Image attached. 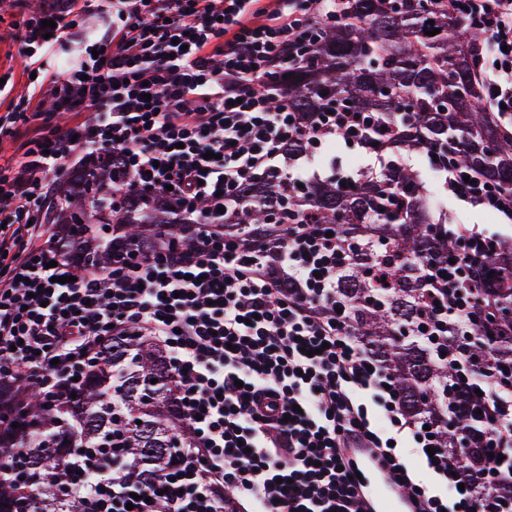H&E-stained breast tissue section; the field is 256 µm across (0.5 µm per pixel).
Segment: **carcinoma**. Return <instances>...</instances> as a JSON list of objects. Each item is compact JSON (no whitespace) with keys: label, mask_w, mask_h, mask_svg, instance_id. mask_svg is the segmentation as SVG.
Masks as SVG:
<instances>
[{"label":"carcinoma","mask_w":512,"mask_h":512,"mask_svg":"<svg viewBox=\"0 0 512 512\" xmlns=\"http://www.w3.org/2000/svg\"><path fill=\"white\" fill-rule=\"evenodd\" d=\"M342 15L320 26L319 36L302 65H292L288 99L293 111L313 117L319 112H360L365 132L350 133L367 145L395 144L406 153L426 154L440 149V162L452 159L462 169L505 198H512V128L502 126L481 102L470 48L485 37L479 27L464 24L440 0H347ZM434 24H428V21ZM440 33L427 35L432 28ZM397 112L412 113L408 124L394 121ZM386 127L388 136L374 133ZM114 161H91L82 177L84 188L64 178L54 223L66 227L62 252L78 244V256L88 265L112 264V233L120 241H143L146 225L167 226L170 238L182 246L190 238L181 221L130 190L120 198L112 192ZM418 173L391 165L374 180L363 178L349 191L336 181L323 180L303 196L258 177L242 198L248 205L245 224L268 223L270 208L309 209L320 224H337L346 231L356 224L378 221L389 232L386 246H361L338 294L357 308V319L369 349L394 371L411 407L430 413L444 425L443 439L456 444L457 428L470 423L471 403H432L430 387L460 374L437 356L449 348H421L408 339L406 325L419 315L421 289L411 266L431 248L425 225L424 194ZM379 266L392 278L383 301L373 297L367 275ZM498 321L474 319V341L463 347L483 361L486 356L512 361V278L497 289ZM85 387L76 401L79 428L70 423L68 408L53 409L35 400L15 412L0 409V448L12 443L26 448L22 469L32 478L53 474L37 496H22L15 482H0V512H20L24 502L35 512H79L78 505L60 508L62 486L69 477L68 455L88 448H113L135 458L145 469L157 471L169 460L173 436L189 440V432L175 424L173 400L179 385L162 351L146 336H128L95 358L86 371ZM157 383H151V380ZM142 424H136V421ZM17 422L20 427H12Z\"/></svg>","instance_id":"1"}]
</instances>
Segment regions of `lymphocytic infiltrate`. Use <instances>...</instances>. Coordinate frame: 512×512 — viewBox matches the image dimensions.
<instances>
[{"label":"lymphocytic infiltrate","mask_w":512,"mask_h":512,"mask_svg":"<svg viewBox=\"0 0 512 512\" xmlns=\"http://www.w3.org/2000/svg\"><path fill=\"white\" fill-rule=\"evenodd\" d=\"M343 0H42L16 37L33 75L14 96L0 84V395L56 406L80 392L87 363L118 336L150 337L179 382L174 417L190 433L151 481L106 456L68 462L84 512H366L353 449H368L413 512H512L496 485L512 458V385L485 374L464 395L482 411L479 458L458 463L442 426L412 413L392 369L371 356L338 295L353 243L306 211L287 224L242 223L240 191L260 176L311 186L320 149L343 140L358 115L336 112L302 127L274 75L301 59L323 18ZM486 33L474 47L476 78L498 121L512 127V0H448ZM99 15L97 28L85 26ZM53 28H46V21ZM76 63L55 70L59 43ZM49 95L55 109L36 107ZM70 114L67 126L55 112ZM305 137L306 167L284 148ZM118 157L128 188L160 195L185 217L188 247L165 226L148 248L112 266L59 254L49 221L66 166ZM453 192L483 209L512 211L481 181L449 171ZM211 203L207 212L197 200ZM222 215H215V208ZM422 343L465 336L473 317L459 264L435 251L418 263ZM21 380L30 392L18 390ZM424 460L407 469L405 453ZM233 497H225V490Z\"/></svg>","instance_id":"lymphocytic-infiltrate-1"}]
</instances>
